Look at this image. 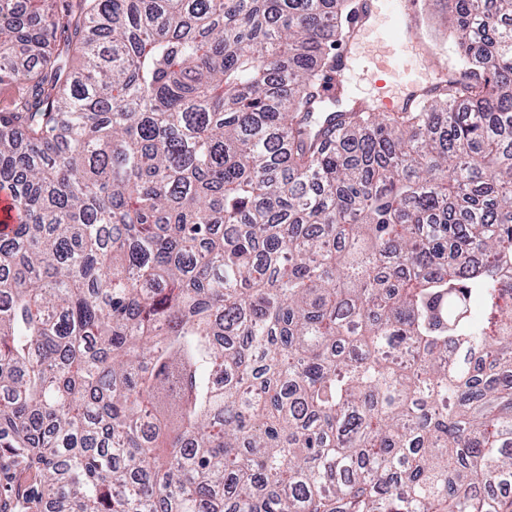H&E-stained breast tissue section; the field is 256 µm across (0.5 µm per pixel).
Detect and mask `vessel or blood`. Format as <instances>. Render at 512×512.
<instances>
[{
	"label": "vessel or blood",
	"mask_w": 512,
	"mask_h": 512,
	"mask_svg": "<svg viewBox=\"0 0 512 512\" xmlns=\"http://www.w3.org/2000/svg\"><path fill=\"white\" fill-rule=\"evenodd\" d=\"M350 28L351 36L337 55L332 76L340 89H349L348 71L362 50L373 42L379 46L375 59L380 70L403 75L407 87L406 93L391 98L375 95L363 99V106L374 107L379 112L415 107L446 86V77L431 79L412 63L413 56L433 55L434 48L424 42L411 7H399L396 0H358Z\"/></svg>",
	"instance_id": "1"
}]
</instances>
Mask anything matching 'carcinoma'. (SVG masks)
Segmentation results:
<instances>
[{
    "label": "carcinoma",
    "mask_w": 512,
    "mask_h": 512,
    "mask_svg": "<svg viewBox=\"0 0 512 512\" xmlns=\"http://www.w3.org/2000/svg\"><path fill=\"white\" fill-rule=\"evenodd\" d=\"M0 0V452L59 512H512V0L321 113L355 0Z\"/></svg>",
    "instance_id": "carcinoma-1"
}]
</instances>
